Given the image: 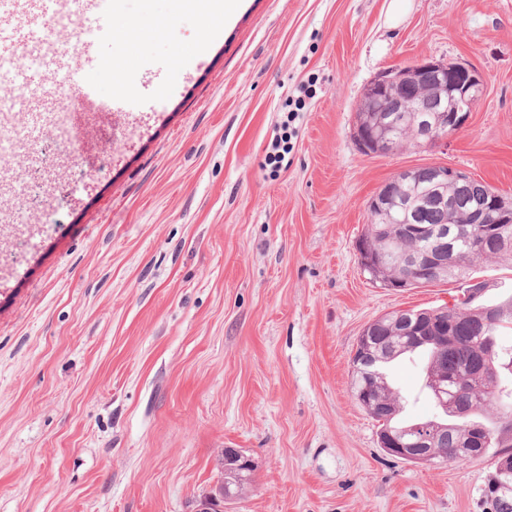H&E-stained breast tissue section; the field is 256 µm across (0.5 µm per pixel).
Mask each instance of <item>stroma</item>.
Wrapping results in <instances>:
<instances>
[{
  "instance_id": "35a3bbf8",
  "label": "stroma",
  "mask_w": 512,
  "mask_h": 512,
  "mask_svg": "<svg viewBox=\"0 0 512 512\" xmlns=\"http://www.w3.org/2000/svg\"><path fill=\"white\" fill-rule=\"evenodd\" d=\"M105 25L95 105L73 92L81 126L16 166L43 170L38 218L0 223V512H194L228 448L253 472L224 512H487L494 454L388 455L351 359L392 311L474 283L483 304L512 295L507 261L401 289L357 251L400 170L448 165L512 198V0H239L227 22L112 0ZM421 58L475 68L480 103L439 144L364 154L366 86ZM426 363L388 371L405 421L439 414Z\"/></svg>"
}]
</instances>
